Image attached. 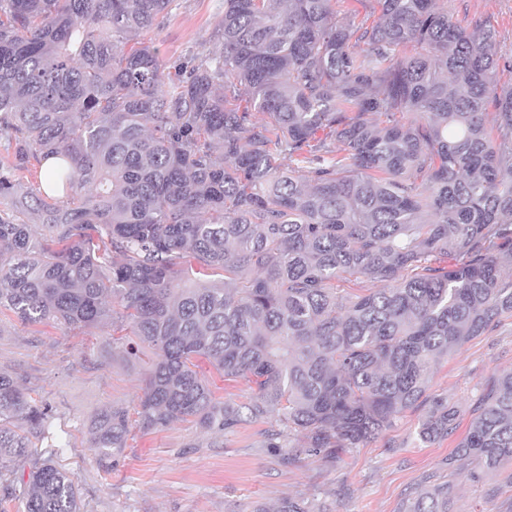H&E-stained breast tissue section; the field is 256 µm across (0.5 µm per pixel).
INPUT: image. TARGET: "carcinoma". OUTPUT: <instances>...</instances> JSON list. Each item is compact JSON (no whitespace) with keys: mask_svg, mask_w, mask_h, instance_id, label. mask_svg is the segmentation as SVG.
I'll return each instance as SVG.
<instances>
[{"mask_svg":"<svg viewBox=\"0 0 512 512\" xmlns=\"http://www.w3.org/2000/svg\"><path fill=\"white\" fill-rule=\"evenodd\" d=\"M352 2L224 0L220 48L174 78L138 41L173 0H0V311L154 347L143 432L263 423L284 463H334L423 406L432 443L459 426L433 369L512 317V55L441 0H374L358 25ZM200 361L254 394L216 399ZM50 419L0 374V505L80 512ZM130 428L98 420L104 470ZM34 440L49 457L19 477ZM507 461L512 370L402 512H448L453 478Z\"/></svg>","mask_w":512,"mask_h":512,"instance_id":"carcinoma-1","label":"carcinoma"}]
</instances>
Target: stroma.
<instances>
[{
	"mask_svg": "<svg viewBox=\"0 0 512 512\" xmlns=\"http://www.w3.org/2000/svg\"><path fill=\"white\" fill-rule=\"evenodd\" d=\"M457 16L489 20L504 51L512 50V0H448ZM224 0H175L146 38L167 66L220 46ZM153 347L129 345L111 324L60 328L24 324L0 313V374L9 375L37 403L49 406L60 441L57 462L74 473L84 512H238L246 503H276L291 495L325 503L329 512H399L403 503L441 481L457 439L423 446L413 433L420 411H407L397 425L336 464L304 456L283 465L264 448L263 425L213 435L189 421L143 433L132 430L117 465L101 470L91 447L95 418L115 408L135 414L145 377L156 361ZM512 369V318L493 335L472 339L431 379L461 422L491 377ZM494 494L458 480L453 512H512V465L491 480Z\"/></svg>",
	"mask_w": 512,
	"mask_h": 512,
	"instance_id": "stroma-1",
	"label": "stroma"
}]
</instances>
